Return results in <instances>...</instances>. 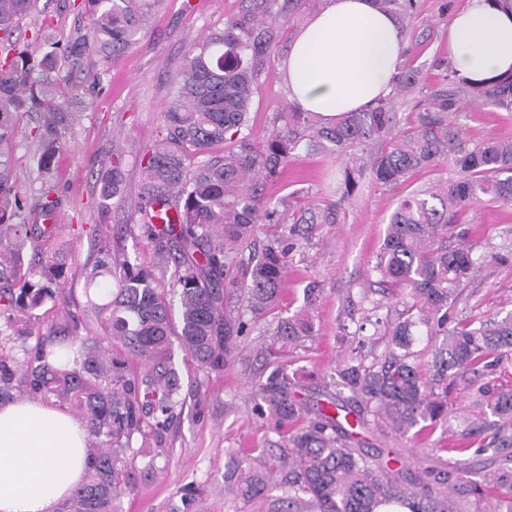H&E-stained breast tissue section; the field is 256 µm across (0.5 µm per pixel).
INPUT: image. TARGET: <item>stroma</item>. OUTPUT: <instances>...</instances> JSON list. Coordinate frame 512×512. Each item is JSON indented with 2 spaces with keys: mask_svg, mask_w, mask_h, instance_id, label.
I'll use <instances>...</instances> for the list:
<instances>
[{
  "mask_svg": "<svg viewBox=\"0 0 512 512\" xmlns=\"http://www.w3.org/2000/svg\"><path fill=\"white\" fill-rule=\"evenodd\" d=\"M464 2L417 0L405 37L412 56L430 76H437L439 64L448 61V23ZM239 5V0H161L126 52L112 60L91 57L61 78L57 97L68 104L73 118L53 179L63 196L61 214L64 237L70 242V267L93 263L103 247L145 264L152 262L154 244L136 227L141 154L162 137L165 106L188 43L210 28L222 26L225 15ZM86 28L87 21L74 8L73 0H35L12 39L29 46L39 57L46 42L65 47L71 35ZM290 41L289 31H280L277 60L264 69L253 94L252 135L259 142L269 132L273 112L287 98L280 61L287 55ZM42 119V113L28 112L17 125L13 191L25 205L33 202L41 186L34 132ZM458 121L470 139H512V119L502 111L473 103ZM117 145L122 148L125 188L121 201L105 210L99 205L96 180L111 168L112 149ZM341 169L339 162L316 154L293 158L267 185L281 219L276 224L258 225L249 247L250 252L261 251L274 235L289 246L281 302L284 314L303 307L305 288L313 285L318 290L313 336L301 345L281 347L278 355L298 392L310 400L317 398L329 381L342 353L355 350L366 356L372 349L358 337L340 336L341 291L349 288L357 293L363 288L367 263L380 245L397 202L410 188L453 175L448 166L424 171L395 188L365 178L355 194L344 199L336 192ZM322 201L338 204V222L300 223L301 214ZM455 231L483 250L510 243L512 204H476ZM463 295V315L486 319L512 312V251L506 252L504 261L485 263L467 283ZM85 302L83 283L78 280L63 291L60 300L44 303L34 314L49 324L76 321L83 338L100 335V326ZM252 346V337H243L235 357L220 372L203 369L187 354L176 352L184 404L167 432L169 453L159 459L157 473L142 477L132 493L122 496L123 512H276L278 491L249 502L224 491L227 450L267 448L276 454L282 444L249 411L262 370ZM484 418V413L473 407L464 383L457 382L448 387L447 423L437 425L420 440L366 430L363 446L368 451L398 449L414 467L430 460L448 469L463 460L483 474L491 465L488 455L476 452L482 438L464 436L463 429L468 422ZM189 487L198 494L188 508L182 495Z\"/></svg>",
  "mask_w": 512,
  "mask_h": 512,
  "instance_id": "35a3bbf8",
  "label": "stroma"
}]
</instances>
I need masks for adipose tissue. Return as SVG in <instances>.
Returning <instances> with one entry per match:
<instances>
[{
    "label": "adipose tissue",
    "mask_w": 512,
    "mask_h": 512,
    "mask_svg": "<svg viewBox=\"0 0 512 512\" xmlns=\"http://www.w3.org/2000/svg\"><path fill=\"white\" fill-rule=\"evenodd\" d=\"M395 16L376 0H328L289 44L288 100L333 120L391 89L405 62ZM448 59L471 82L512 71V14L468 0L448 24ZM84 424L39 401L0 408V512H53L87 466Z\"/></svg>",
    "instance_id": "adipose-tissue-1"
}]
</instances>
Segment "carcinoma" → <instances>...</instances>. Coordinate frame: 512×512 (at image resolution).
<instances>
[{"label":"carcinoma","mask_w":512,"mask_h":512,"mask_svg":"<svg viewBox=\"0 0 512 512\" xmlns=\"http://www.w3.org/2000/svg\"><path fill=\"white\" fill-rule=\"evenodd\" d=\"M159 3L81 0L87 31L76 33L63 54L47 51L37 62L27 48L0 47V196L9 193L13 178L18 117L45 113L35 133L38 197L10 224L7 205L0 203V239H11L18 251L29 247L37 257L25 270L0 261V316L13 320L56 300L77 276L105 336L77 339V325L52 324L32 357L0 359V406L11 398L20 370L33 394L71 405L85 422L86 476L57 512H120L117 501L134 489L136 475L155 471L167 455L165 431L181 406L182 388L172 337L198 366L222 370L239 339L262 321L267 327L256 354L268 360L269 373L250 411L283 439L284 453L229 452L234 497L249 501L278 489L279 512H377L390 505L409 512H473L481 502L485 512H500L501 502L512 505V386L476 385V375L512 358V312L500 319L455 317L472 274L497 254L448 236L472 206L512 202V140L472 141L456 120L469 100L512 112V73L475 85L446 67L431 85L424 66L408 58L391 92L368 108L324 124L288 104L257 143L250 125L254 85L274 60L277 30L294 25L302 0L286 6L241 0L223 27L189 45L166 105L165 136L141 159L138 223L159 263L174 266L170 298L158 288L154 269L108 249L90 267H69L56 248L57 231L41 222L62 204L48 179L69 126L68 107L55 102L60 73L92 54L112 59L124 53ZM379 3L406 28L415 0ZM32 4L0 0V32L10 33ZM415 90L421 97L403 124L394 98ZM220 144L224 155L190 166ZM301 152L350 159L343 170L348 195L365 175L394 187L443 164L455 171L446 183L409 193L391 214L368 277H376L382 291L405 297L404 317L372 322L371 340L383 345L382 353L369 363L352 355L340 359L327 402L314 406L291 389L287 367L274 358L277 345L313 335L317 289H305L304 308L284 316L277 308L288 253L279 243L236 263L232 276L227 263L256 225L276 218L267 183ZM97 183L101 208L121 200L120 162H112ZM232 297L240 307L227 306ZM418 336L442 338L426 362L413 351ZM450 381L472 386L473 402L497 417L468 434L489 432L490 441L476 452H491L498 468L476 480L460 467L456 496L448 493L450 475L437 467L414 472L396 449L369 454L358 440L359 431L369 429L416 437L447 420Z\"/></svg>","instance_id":"cac0c4a2"}]
</instances>
